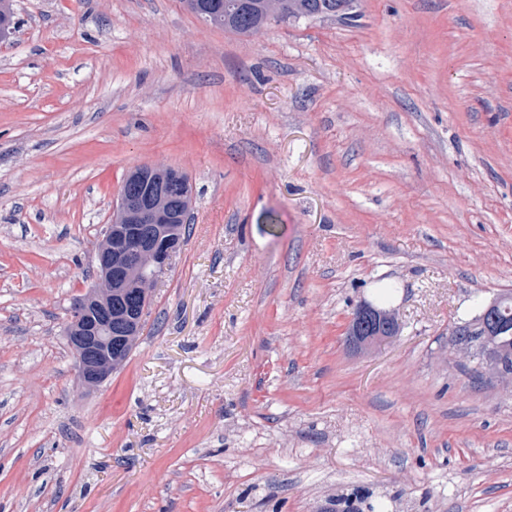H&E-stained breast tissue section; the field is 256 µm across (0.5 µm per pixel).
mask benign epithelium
<instances>
[{"mask_svg":"<svg viewBox=\"0 0 512 512\" xmlns=\"http://www.w3.org/2000/svg\"><path fill=\"white\" fill-rule=\"evenodd\" d=\"M133 177L141 186L120 191L111 224L95 248L98 278L66 324L68 345L79 360V381L86 388L112 374V337L138 335L155 275L182 247L176 225L169 223L168 204L187 197V176L174 168L146 166ZM129 287L137 289L140 310L128 313L123 326L114 330L112 295ZM400 329L396 309L362 301L352 313L346 343L375 346L398 336Z\"/></svg>","mask_w":512,"mask_h":512,"instance_id":"benign-epithelium-1","label":"benign epithelium"}]
</instances>
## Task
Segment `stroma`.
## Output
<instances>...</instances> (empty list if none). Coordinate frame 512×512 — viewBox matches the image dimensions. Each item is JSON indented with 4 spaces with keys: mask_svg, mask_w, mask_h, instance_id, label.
Here are the masks:
<instances>
[{
    "mask_svg": "<svg viewBox=\"0 0 512 512\" xmlns=\"http://www.w3.org/2000/svg\"><path fill=\"white\" fill-rule=\"evenodd\" d=\"M0 43V512H512V389L449 327L512 293V0L236 34L182 0H14ZM190 235L128 362L64 329L127 174ZM278 228L267 222L269 214ZM403 325L346 345L382 288ZM371 493L354 489L350 494L336 499L335 512H389L392 500H371Z\"/></svg>",
    "mask_w": 512,
    "mask_h": 512,
    "instance_id": "1",
    "label": "stroma"
}]
</instances>
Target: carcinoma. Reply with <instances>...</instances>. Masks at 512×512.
I'll use <instances>...</instances> for the list:
<instances>
[{"label": "carcinoma", "instance_id": "cac0c4a2", "mask_svg": "<svg viewBox=\"0 0 512 512\" xmlns=\"http://www.w3.org/2000/svg\"><path fill=\"white\" fill-rule=\"evenodd\" d=\"M283 12L288 21L306 18H354L355 0H282ZM246 14L231 10L214 9L201 19L240 34L253 33L268 25L273 18L266 9V0H249ZM15 29V12L12 0H0V33ZM499 306L490 310L497 320L499 330L494 336L484 335L483 320L479 315L459 322L461 330L468 334L472 345V364L467 366L473 382L485 376L488 367L495 365L512 374V294L497 296ZM138 341L136 336H116L112 339V370L122 368ZM391 502L371 499V493L355 489L350 494L336 499V512H390Z\"/></svg>", "mask_w": 512, "mask_h": 512}]
</instances>
